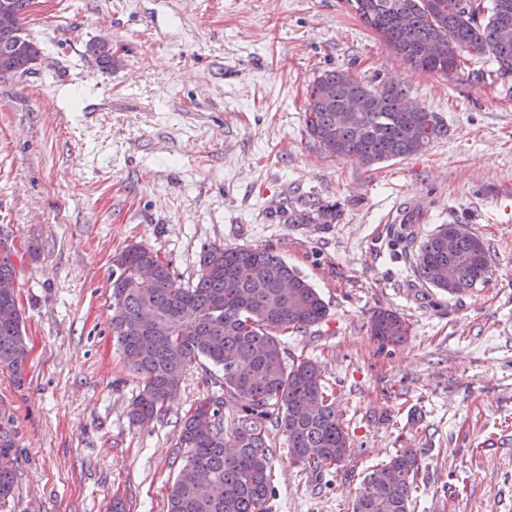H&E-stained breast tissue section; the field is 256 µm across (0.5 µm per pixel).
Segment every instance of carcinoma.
<instances>
[{"mask_svg": "<svg viewBox=\"0 0 512 512\" xmlns=\"http://www.w3.org/2000/svg\"><path fill=\"white\" fill-rule=\"evenodd\" d=\"M468 7H459L460 2ZM356 14L384 45L409 64L448 73L463 52L493 60L512 74V0H351ZM406 91L385 83L370 87L343 69L317 77L307 90V131L333 157L366 165L410 156L444 133L436 115L409 112ZM351 99L363 108L349 122L340 114ZM151 264L157 287L136 288L135 273ZM109 318L126 365L142 380L129 409L141 425L164 411L184 371L204 359L222 369L224 394L200 401L185 417L179 447L184 464L167 498V512H267L270 483L269 427L288 433L291 462L310 474L344 462L350 439L336 414L321 371L308 359L284 356L271 331L307 329L327 316V305L304 276L267 249L214 248L201 260L196 281L183 284L170 263L152 249L132 244L115 256ZM422 281L450 296L487 284L489 248L477 236L442 224L419 245ZM145 306L157 314L154 329L132 328ZM380 349L403 343L407 328L392 310L371 318ZM28 354L23 318L0 322V367L22 372ZM236 409L233 430L224 429L223 408ZM13 428L0 421V504L16 481ZM381 478H364L352 512H411L421 463L402 448L379 467Z\"/></svg>", "mask_w": 512, "mask_h": 512, "instance_id": "carcinoma-1", "label": "carcinoma"}]
</instances>
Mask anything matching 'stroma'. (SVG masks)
Wrapping results in <instances>:
<instances>
[{"mask_svg":"<svg viewBox=\"0 0 512 512\" xmlns=\"http://www.w3.org/2000/svg\"><path fill=\"white\" fill-rule=\"evenodd\" d=\"M42 48L0 75V248L12 252L28 355L0 369V417L15 430L14 494L0 512H167L182 419L219 392L202 361L144 426L142 382L109 324L113 258L131 244L196 279L207 249L278 253L327 316L276 330L315 362L351 440L311 475L270 430L268 512H351L363 478L402 448L422 469L413 512H512V74L465 55L442 74L385 49L349 0H36L24 24ZM112 45L111 69L85 47ZM392 81L436 113L422 152L362 164L327 156L305 123L323 71ZM422 202L414 240L465 225L490 249L487 286L450 296L418 276L391 213ZM329 210L331 223L292 224ZM405 320L380 350L370 318Z\"/></svg>","mask_w":512,"mask_h":512,"instance_id":"35a3bbf8","label":"stroma"}]
</instances>
